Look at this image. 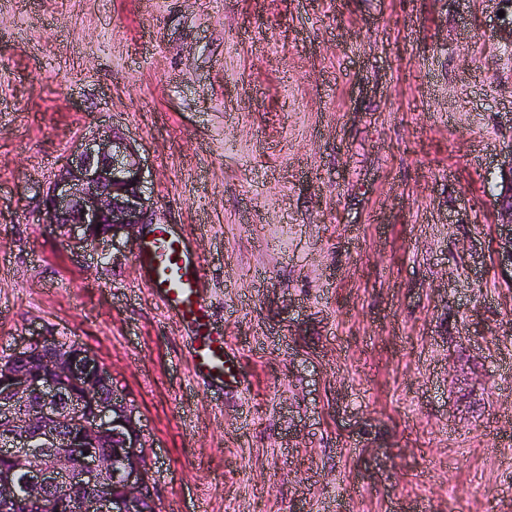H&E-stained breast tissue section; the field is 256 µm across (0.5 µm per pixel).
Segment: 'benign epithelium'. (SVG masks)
<instances>
[{
    "label": "benign epithelium",
    "instance_id": "7a95c632",
    "mask_svg": "<svg viewBox=\"0 0 512 512\" xmlns=\"http://www.w3.org/2000/svg\"><path fill=\"white\" fill-rule=\"evenodd\" d=\"M494 198L512 254V159ZM143 164L117 134L88 140L51 183L45 223L73 245L98 244L152 223ZM0 512H27L65 490L73 512H156L134 408L99 358L36 334L0 358Z\"/></svg>",
    "mask_w": 512,
    "mask_h": 512
}]
</instances>
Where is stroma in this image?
Wrapping results in <instances>:
<instances>
[{
  "label": "stroma",
  "mask_w": 512,
  "mask_h": 512,
  "mask_svg": "<svg viewBox=\"0 0 512 512\" xmlns=\"http://www.w3.org/2000/svg\"><path fill=\"white\" fill-rule=\"evenodd\" d=\"M501 0H0V356L94 351L157 512H512ZM113 130L202 258L236 394L137 279L43 223ZM500 190L494 198V206L497 207L501 217L499 237L503 249L512 254V153L507 165L501 169Z\"/></svg>",
  "instance_id": "1"
}]
</instances>
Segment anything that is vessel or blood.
Here are the masks:
<instances>
[{"label": "vessel or blood", "mask_w": 512, "mask_h": 512, "mask_svg": "<svg viewBox=\"0 0 512 512\" xmlns=\"http://www.w3.org/2000/svg\"><path fill=\"white\" fill-rule=\"evenodd\" d=\"M135 264L141 283L182 327L195 383L240 391L245 379L239 355L214 329L202 261L189 238L169 225H151L138 244Z\"/></svg>", "instance_id": "vessel-or-blood-1"}]
</instances>
